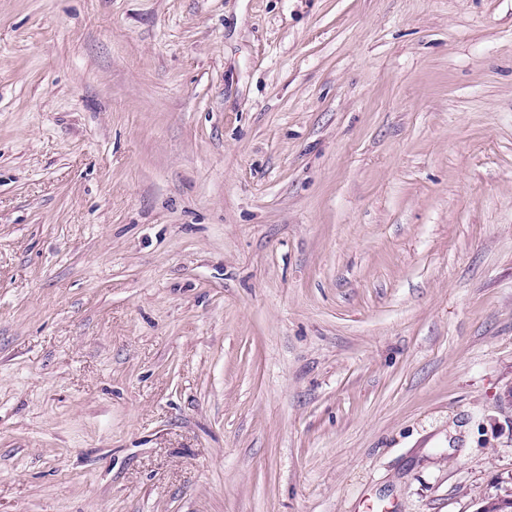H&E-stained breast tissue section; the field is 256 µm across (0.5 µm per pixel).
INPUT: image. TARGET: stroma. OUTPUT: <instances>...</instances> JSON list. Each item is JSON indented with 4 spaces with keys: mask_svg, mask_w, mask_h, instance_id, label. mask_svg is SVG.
Instances as JSON below:
<instances>
[{
    "mask_svg": "<svg viewBox=\"0 0 512 512\" xmlns=\"http://www.w3.org/2000/svg\"><path fill=\"white\" fill-rule=\"evenodd\" d=\"M512 0H0V512L512 497Z\"/></svg>",
    "mask_w": 512,
    "mask_h": 512,
    "instance_id": "35a3bbf8",
    "label": "stroma"
}]
</instances>
